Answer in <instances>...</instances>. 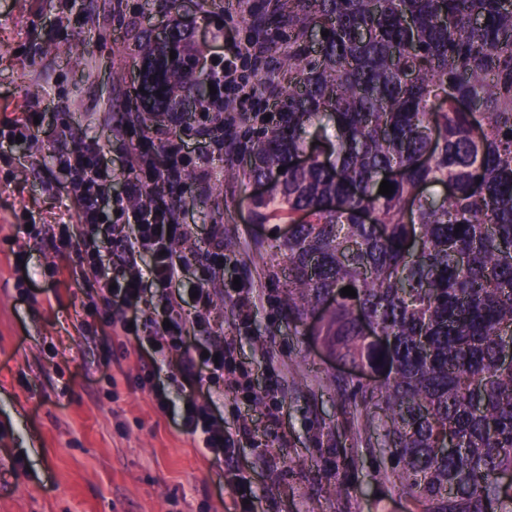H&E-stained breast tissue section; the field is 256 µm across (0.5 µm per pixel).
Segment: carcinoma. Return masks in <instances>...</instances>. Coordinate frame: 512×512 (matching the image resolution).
I'll return each mask as SVG.
<instances>
[{
    "mask_svg": "<svg viewBox=\"0 0 512 512\" xmlns=\"http://www.w3.org/2000/svg\"><path fill=\"white\" fill-rule=\"evenodd\" d=\"M261 9L249 38L284 33L290 82L245 155L249 180L269 187L256 220H288V318L305 326L326 310L316 338L377 376L342 380L354 385L353 439L380 402L386 478L420 512H512L497 478L512 471V0ZM168 31L136 36L139 98L179 112L210 98L194 95L210 78ZM385 179L390 195L378 193ZM444 184L453 192H433ZM347 285L357 297L341 295ZM450 436L456 454L443 451Z\"/></svg>",
    "mask_w": 512,
    "mask_h": 512,
    "instance_id": "carcinoma-1",
    "label": "carcinoma"
}]
</instances>
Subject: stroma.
<instances>
[{"mask_svg":"<svg viewBox=\"0 0 512 512\" xmlns=\"http://www.w3.org/2000/svg\"><path fill=\"white\" fill-rule=\"evenodd\" d=\"M59 3L0 0V132L31 101L43 112L38 142L0 154V512H239L238 472L250 481L254 512H419L385 478L391 462L380 451V407L369 410L363 441H352V404L336 386L344 368L289 322L276 226L256 223L250 199L257 187L225 174L222 152L213 155L207 191L189 164L167 194L175 222L194 228L183 249L206 251L212 225H223L231 244L225 283L262 294L246 323L237 300L216 297L212 333L231 341L255 389L285 382L274 422L266 407L225 391V428L245 422L253 432L234 466L202 454L159 411L140 384L145 357L136 342L118 347L89 305L96 283L70 276L76 253H55L18 231V224H55L67 214L71 204L57 189L67 175L52 155L73 144L103 141L107 189L124 195L138 141L109 135L93 115L108 112L118 123L128 112L126 93L142 64L137 29L178 27L208 63L232 57L258 7V0H240L205 14L201 0H186L163 13L152 0H77L62 22ZM239 69L266 82L264 94L245 103L246 114L288 89L285 69L262 74L248 59ZM30 154L40 166L25 164ZM112 376L117 385L109 384Z\"/></svg>","mask_w":512,"mask_h":512,"instance_id":"obj_1","label":"stroma"}]
</instances>
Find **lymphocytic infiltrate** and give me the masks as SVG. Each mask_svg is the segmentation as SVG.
Instances as JSON below:
<instances>
[{
    "label": "lymphocytic infiltrate",
    "instance_id": "obj_1",
    "mask_svg": "<svg viewBox=\"0 0 512 512\" xmlns=\"http://www.w3.org/2000/svg\"><path fill=\"white\" fill-rule=\"evenodd\" d=\"M255 50L253 43L237 44L235 60L220 58L212 65L210 77L216 95L201 108L196 136L222 145L221 134L229 123L222 107L225 97L245 99L252 94V86L239 75L236 62ZM119 130L167 145L184 126L177 112L164 113L161 122L153 125L144 124L140 114L132 112ZM103 152V144L94 141L77 143L57 155L58 164L69 174L66 195L81 204L82 228L73 234L50 224L40 240L59 253L77 249L79 264L74 273L98 283V301L118 343L134 338L147 344L153 363L145 383L153 382L167 352L180 351L181 377L187 385L204 387L208 393L203 400L186 395L180 427L203 452L233 461L238 445L250 437L251 430L243 424L233 432L224 428L220 400L225 387H238V367L232 360L231 341L209 335L211 308L224 283V227L214 225L212 243L204 255L182 250L180 244L191 238L192 227L173 222L164 191L165 186L180 180V159L170 157L167 167L161 169L152 154L134 150L127 161L131 177L125 199L135 200L136 205L128 209L125 199L112 202L105 195ZM112 204L125 208L128 233L112 234L110 225L105 224L104 209ZM191 275L198 280L196 310L187 319L182 303L184 284ZM149 296L161 304L157 314H149L141 306Z\"/></svg>",
    "mask_w": 512,
    "mask_h": 512
}]
</instances>
